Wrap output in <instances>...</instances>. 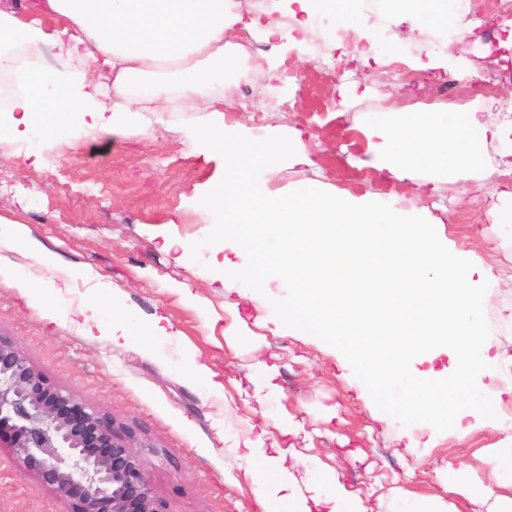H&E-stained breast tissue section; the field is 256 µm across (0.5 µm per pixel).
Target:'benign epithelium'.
<instances>
[{"instance_id": "benign-epithelium-1", "label": "benign epithelium", "mask_w": 512, "mask_h": 512, "mask_svg": "<svg viewBox=\"0 0 512 512\" xmlns=\"http://www.w3.org/2000/svg\"><path fill=\"white\" fill-rule=\"evenodd\" d=\"M37 463L43 483L76 500L74 512H166L122 426L50 383L0 337V440ZM104 450L94 452L90 443Z\"/></svg>"}]
</instances>
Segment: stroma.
<instances>
[{
  "mask_svg": "<svg viewBox=\"0 0 512 512\" xmlns=\"http://www.w3.org/2000/svg\"><path fill=\"white\" fill-rule=\"evenodd\" d=\"M341 23L361 30L372 47L344 53L340 78L317 70L298 84L281 69L271 80L242 46L224 80V123L265 139L300 131L308 160H284L265 174L273 195L309 187L348 201L366 197L402 220L428 223L473 266H493L496 279L481 284L478 315L497 358L495 372L478 379L493 418L467 437L426 422L378 420L376 398L350 359L326 337L282 318L292 293L287 282L251 291L219 280L223 265L247 256L216 238L193 200L197 186L224 170L185 134L201 113L145 112L136 128L110 138L59 142L18 134L0 143V215L22 224L61 264L48 269L0 245V267L20 266L31 283L20 288L0 275V336L49 381L133 433L167 512H261L246 472L277 457L300 490L315 487L323 470L372 512H406L449 500L446 464L493 482L486 451L512 443V182L500 180L497 164L504 142L485 140L488 177L415 169L397 178L371 167L375 141L368 136L373 123L401 112L472 111L486 127L505 128L512 49L500 42L507 34L489 11L464 9L440 33L419 28L412 13L357 0L346 21L323 15L299 36L320 42ZM458 55L468 70L428 67L431 59ZM501 59L506 67L491 70ZM393 61L401 64L398 73L378 81ZM461 76L470 79L462 95L438 93V85ZM170 240L188 251L166 249ZM71 266L83 277L69 278ZM34 286L47 289L48 298L33 299ZM93 297L146 323L162 318L167 337L144 351L83 336L76 314ZM232 335L239 338L233 348L226 342ZM193 359L217 372L221 389L187 379ZM288 421L295 430L282 433ZM263 432L277 447L251 449ZM72 509L34 465L0 447V512Z\"/></svg>",
  "mask_w": 512,
  "mask_h": 512,
  "instance_id": "1",
  "label": "stroma"
}]
</instances>
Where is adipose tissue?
<instances>
[{"label": "adipose tissue", "instance_id": "1", "mask_svg": "<svg viewBox=\"0 0 512 512\" xmlns=\"http://www.w3.org/2000/svg\"><path fill=\"white\" fill-rule=\"evenodd\" d=\"M423 27L447 30L461 0H388ZM241 0H34L27 15L0 7V37L31 48L51 43L62 53L90 60L111 87L76 73L41 67L17 71L24 93L0 120V138L17 127L43 139H64L92 124L103 137L132 127L142 112H164L174 100L208 113L192 136L209 155L222 158L224 175L199 190V209L218 225L220 238L236 244L246 263L224 275L247 288L285 279L293 289L285 318L328 337L352 358L379 401L382 420H426L451 425L459 436L489 404L474 389V375L491 370L476 325L479 297L474 271L439 248L426 225L402 223L391 209L370 201L345 203L305 189L269 195L259 170L281 158L301 164L307 156L297 136L261 140L224 124L221 91L236 56L229 33L241 24ZM380 140L373 167L403 176L413 168L461 170L483 176L481 145L487 130L474 115L428 119L408 113L374 129ZM82 333L146 348L167 331L141 324L130 313L104 318L90 300ZM447 353L448 369H418V362ZM496 475L484 484L471 475L449 477L469 502L490 495L512 512V447L489 449ZM263 512H312L303 494H288L294 478L275 461L250 471Z\"/></svg>", "mask_w": 512, "mask_h": 512}]
</instances>
